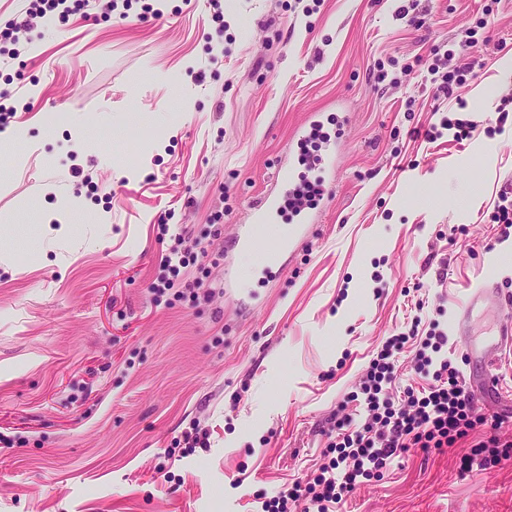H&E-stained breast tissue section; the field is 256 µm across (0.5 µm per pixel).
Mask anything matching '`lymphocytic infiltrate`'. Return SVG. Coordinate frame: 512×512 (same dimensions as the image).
<instances>
[{"mask_svg":"<svg viewBox=\"0 0 512 512\" xmlns=\"http://www.w3.org/2000/svg\"><path fill=\"white\" fill-rule=\"evenodd\" d=\"M90 0H25L24 20L11 19L0 27V57L16 60L29 41L31 18L52 12L86 13ZM413 317L408 331L389 336L362 382L364 421L345 415L336 422L339 454L307 485L294 484L278 496L262 499V512H292L300 500H308L316 512H337L347 495L374 471L386 468L400 451L449 448L467 435L472 398L459 370L442 359L448 336L438 323L421 330ZM415 349L414 366L431 382L420 393H408L403 407H395L388 387L394 380L395 357L406 346Z\"/></svg>","mask_w":512,"mask_h":512,"instance_id":"1","label":"lymphocytic infiltrate"}]
</instances>
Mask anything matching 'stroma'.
<instances>
[{
	"label": "stroma",
	"instance_id": "obj_1",
	"mask_svg": "<svg viewBox=\"0 0 512 512\" xmlns=\"http://www.w3.org/2000/svg\"><path fill=\"white\" fill-rule=\"evenodd\" d=\"M134 0L128 18L32 19L21 61L29 110L0 130V512H260L334 457L381 342L414 315L448 332L447 356L480 379L452 334L454 299L496 291L512 312V0ZM477 77L435 93L433 48ZM204 69L202 80L193 70ZM343 109L334 191L282 272L228 294L227 247L274 188L309 113ZM471 138L426 137L442 116ZM92 177L84 185L73 175ZM165 224H158V217ZM207 256L183 268L209 300L154 298L176 236ZM512 403L476 400L453 447L410 448L341 512H512ZM208 445L188 450L191 424ZM479 452L485 468H465Z\"/></svg>",
	"mask_w": 512,
	"mask_h": 512
}]
</instances>
